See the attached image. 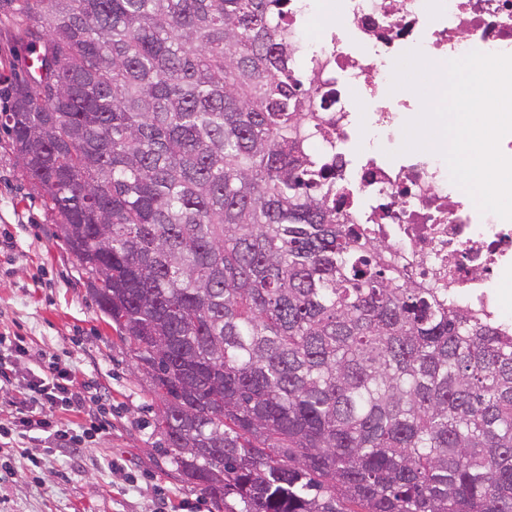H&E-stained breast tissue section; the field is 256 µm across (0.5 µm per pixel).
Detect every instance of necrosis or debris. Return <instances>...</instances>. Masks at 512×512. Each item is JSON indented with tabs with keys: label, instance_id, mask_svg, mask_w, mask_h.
Segmentation results:
<instances>
[{
	"label": "necrosis or debris",
	"instance_id": "necrosis-or-debris-1",
	"mask_svg": "<svg viewBox=\"0 0 512 512\" xmlns=\"http://www.w3.org/2000/svg\"><path fill=\"white\" fill-rule=\"evenodd\" d=\"M284 21L288 66L320 117L307 149L328 167L341 217L388 245L408 277L512 330V220L480 212L440 156L401 152L412 97L396 91L369 132L353 108L360 88H391L406 52L512 54V0H288Z\"/></svg>",
	"mask_w": 512,
	"mask_h": 512
}]
</instances>
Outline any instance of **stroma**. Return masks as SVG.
Segmentation results:
<instances>
[{"instance_id": "1", "label": "stroma", "mask_w": 512, "mask_h": 512, "mask_svg": "<svg viewBox=\"0 0 512 512\" xmlns=\"http://www.w3.org/2000/svg\"><path fill=\"white\" fill-rule=\"evenodd\" d=\"M28 52L10 9L0 10V89L14 79ZM0 331L92 380L95 397L112 405L110 427L84 452L37 449L46 460L32 468L18 448L0 449V512H154L166 495L169 512H216L169 463L153 428L155 399L132 352L90 295L74 256L57 236L55 218L18 166L0 132Z\"/></svg>"}]
</instances>
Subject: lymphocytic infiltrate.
Returning a JSON list of instances; mask_svg holds the SVG:
<instances>
[{"label": "lymphocytic infiltrate", "mask_w": 512, "mask_h": 512, "mask_svg": "<svg viewBox=\"0 0 512 512\" xmlns=\"http://www.w3.org/2000/svg\"><path fill=\"white\" fill-rule=\"evenodd\" d=\"M0 385L9 391V416L0 423V437L14 447L29 443L50 450L78 452L106 426L100 420L63 423L57 412L84 409L86 388L76 373L48 354H31L22 337L0 336Z\"/></svg>", "instance_id": "1"}]
</instances>
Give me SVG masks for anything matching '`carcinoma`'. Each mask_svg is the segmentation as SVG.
I'll return each mask as SVG.
<instances>
[{
    "label": "carcinoma",
    "mask_w": 512,
    "mask_h": 512,
    "mask_svg": "<svg viewBox=\"0 0 512 512\" xmlns=\"http://www.w3.org/2000/svg\"><path fill=\"white\" fill-rule=\"evenodd\" d=\"M287 0H14L0 128L224 512H512V335L317 190ZM29 55L17 35V25L11 10L3 6L0 10V111L7 104L3 90L18 75L21 61Z\"/></svg>",
    "instance_id": "cac0c4a2"
}]
</instances>
